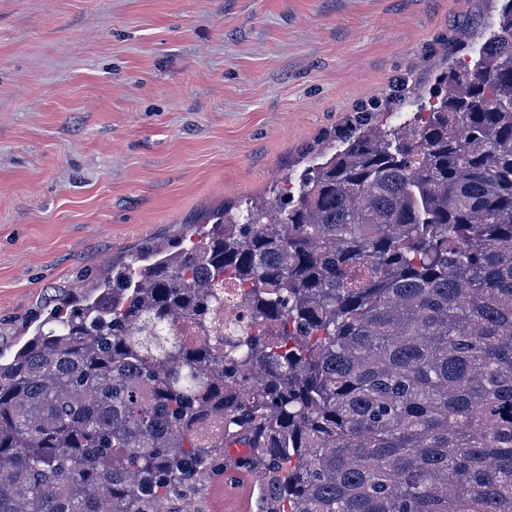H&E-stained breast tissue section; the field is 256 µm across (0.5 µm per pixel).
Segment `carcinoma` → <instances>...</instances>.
<instances>
[{"instance_id": "obj_1", "label": "carcinoma", "mask_w": 512, "mask_h": 512, "mask_svg": "<svg viewBox=\"0 0 512 512\" xmlns=\"http://www.w3.org/2000/svg\"><path fill=\"white\" fill-rule=\"evenodd\" d=\"M439 84L297 191L54 301L0 361V512H182L236 444L260 512H512V0ZM226 277L251 314L228 342Z\"/></svg>"}]
</instances>
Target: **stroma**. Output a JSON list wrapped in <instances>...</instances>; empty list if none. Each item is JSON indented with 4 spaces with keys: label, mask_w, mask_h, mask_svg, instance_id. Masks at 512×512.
I'll return each mask as SVG.
<instances>
[{
    "label": "stroma",
    "mask_w": 512,
    "mask_h": 512,
    "mask_svg": "<svg viewBox=\"0 0 512 512\" xmlns=\"http://www.w3.org/2000/svg\"><path fill=\"white\" fill-rule=\"evenodd\" d=\"M502 0H0V351L144 244L412 119Z\"/></svg>",
    "instance_id": "1"
}]
</instances>
